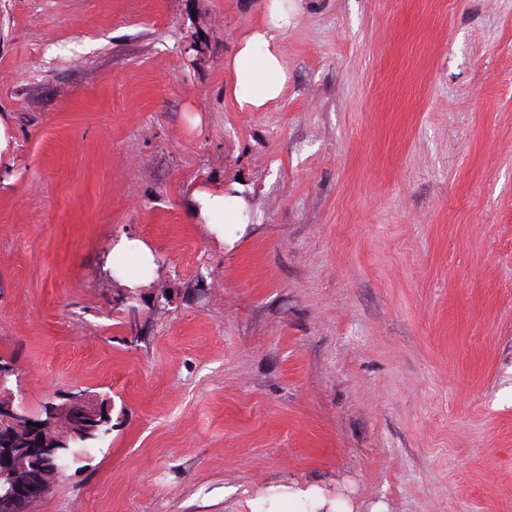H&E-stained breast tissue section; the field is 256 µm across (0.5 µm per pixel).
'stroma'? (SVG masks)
<instances>
[{"label":"stroma","mask_w":512,"mask_h":512,"mask_svg":"<svg viewBox=\"0 0 512 512\" xmlns=\"http://www.w3.org/2000/svg\"><path fill=\"white\" fill-rule=\"evenodd\" d=\"M293 2L242 112L267 0H0V357L32 416L112 402L31 512H512V0ZM204 179L250 189L222 243ZM288 0H270V22L244 34L225 63L224 93L244 112H262L282 96L286 82L279 30L288 27ZM15 146L12 121L7 112H2L0 113V179L2 176L3 184L10 183L3 175L7 176L13 170ZM123 257H129L141 263V267L145 270V274L141 276H125L123 274L124 260ZM109 273L124 279V286L128 290L138 291L147 285V279L152 272V256L148 247L137 238L121 237L112 244V252L110 254V264H107Z\"/></svg>","instance_id":"35a3bbf8"}]
</instances>
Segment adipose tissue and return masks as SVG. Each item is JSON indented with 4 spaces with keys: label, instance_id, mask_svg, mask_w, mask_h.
<instances>
[{
    "label": "adipose tissue",
    "instance_id": "adipose-tissue-1",
    "mask_svg": "<svg viewBox=\"0 0 512 512\" xmlns=\"http://www.w3.org/2000/svg\"><path fill=\"white\" fill-rule=\"evenodd\" d=\"M270 20L244 34L225 63V94L244 112H262L282 96L286 82L279 32L288 27L291 16L287 0H270ZM188 212L195 223L209 225L223 235L228 219L247 223L249 205L244 185L224 186L215 182L193 183L187 190ZM109 267L123 276L129 289L146 287V271L153 267L148 247L137 238L117 239L110 254Z\"/></svg>",
    "mask_w": 512,
    "mask_h": 512
}]
</instances>
